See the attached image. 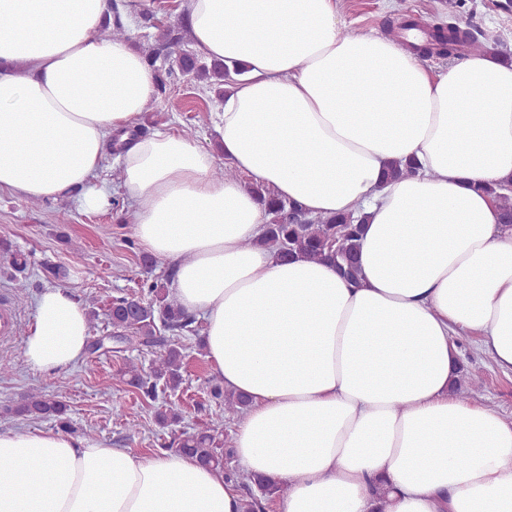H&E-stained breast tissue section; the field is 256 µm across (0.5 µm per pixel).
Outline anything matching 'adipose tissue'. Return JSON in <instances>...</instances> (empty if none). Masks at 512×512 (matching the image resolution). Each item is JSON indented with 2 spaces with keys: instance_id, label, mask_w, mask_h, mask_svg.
<instances>
[{
  "instance_id": "obj_1",
  "label": "adipose tissue",
  "mask_w": 512,
  "mask_h": 512,
  "mask_svg": "<svg viewBox=\"0 0 512 512\" xmlns=\"http://www.w3.org/2000/svg\"><path fill=\"white\" fill-rule=\"evenodd\" d=\"M111 0H0V193L102 214L117 153L128 219L174 266L227 391L249 403L242 472L280 483L278 512H512V420L453 392L475 337L512 372V62L435 72L377 32H346L336 0H188L195 52L245 64L210 149L136 131L156 97L142 52L99 32ZM236 170L214 177L218 160ZM415 173L384 178L396 161ZM255 181L312 217L366 216L360 280L261 241ZM85 309L35 300L26 363L84 359ZM40 482H32L30 469ZM237 484L179 451L147 456L62 431L0 433V512H241Z\"/></svg>"
}]
</instances>
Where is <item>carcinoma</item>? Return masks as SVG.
<instances>
[{
  "mask_svg": "<svg viewBox=\"0 0 512 512\" xmlns=\"http://www.w3.org/2000/svg\"><path fill=\"white\" fill-rule=\"evenodd\" d=\"M126 4L112 3V22L103 26L100 35L107 39L130 38L124 22ZM455 35L448 38L446 54L454 52L476 53L485 43L471 31L454 27ZM188 35L183 25L162 29L144 51L145 61L156 83L157 94L163 96L177 75L191 77L206 83L208 90L218 99L224 98V87L234 84L245 73L239 63L226 64L222 60H205L184 49ZM251 191L263 204L269 221L266 224L263 245L272 249L286 261L299 256L333 263L338 272L354 282L358 279V253L364 220L352 213H338L325 217H308L295 202L275 196L262 184L253 183ZM483 190L502 204L505 223L512 225V198L498 193L489 185ZM112 327V339L121 344L150 346L157 341V330L193 333L195 319L187 314L171 291L168 280L157 279L144 286L142 293L125 294L112 298L107 313ZM183 345L173 341L152 362L144 373L135 364L119 370V376L130 386L140 390L144 398L154 401L160 392H175L182 384ZM210 397L221 414L230 416L243 412L245 400L224 391L221 383L210 386ZM12 413L27 419H48L67 430L71 421L66 403L57 396L46 394L37 386L28 391L12 408ZM157 423L168 427L180 422L177 409L161 403L155 414ZM179 450L197 457L205 465L225 469L228 479L238 480L237 473L225 467L224 454L232 452L230 441L201 430L184 436ZM243 498L244 512H260L266 503L280 495L276 483L263 478L252 482Z\"/></svg>",
  "mask_w": 512,
  "mask_h": 512,
  "instance_id": "cac0c4a2",
  "label": "carcinoma"
}]
</instances>
